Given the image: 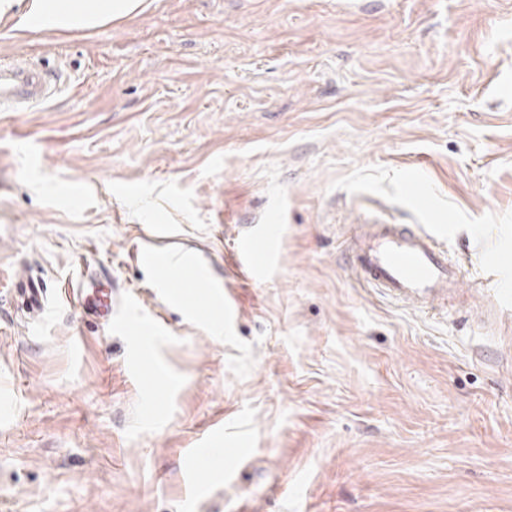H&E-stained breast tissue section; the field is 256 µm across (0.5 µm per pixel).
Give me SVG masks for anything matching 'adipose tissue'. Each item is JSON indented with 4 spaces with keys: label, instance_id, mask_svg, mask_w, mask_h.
I'll list each match as a JSON object with an SVG mask.
<instances>
[{
    "label": "adipose tissue",
    "instance_id": "ef3b65f1",
    "mask_svg": "<svg viewBox=\"0 0 512 512\" xmlns=\"http://www.w3.org/2000/svg\"><path fill=\"white\" fill-rule=\"evenodd\" d=\"M142 0H0V17L14 19L18 30L92 29L136 13Z\"/></svg>",
    "mask_w": 512,
    "mask_h": 512
}]
</instances>
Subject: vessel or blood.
Wrapping results in <instances>:
<instances>
[{
  "mask_svg": "<svg viewBox=\"0 0 512 512\" xmlns=\"http://www.w3.org/2000/svg\"><path fill=\"white\" fill-rule=\"evenodd\" d=\"M52 96V86L42 70L28 63L0 64V112H21ZM348 268L355 280L370 286L391 301L430 312L445 307L449 293L460 290L462 266L449 259L448 249L423 227L409 224H366L347 247ZM173 258L190 280L207 278L206 260L189 248ZM238 267L251 279L265 273L270 259L257 256L249 238L236 250ZM23 304L35 319L51 310L52 299L38 280L28 281Z\"/></svg>",
  "mask_w": 512,
  "mask_h": 512,
  "instance_id": "b4317fda",
  "label": "vessel or blood"
}]
</instances>
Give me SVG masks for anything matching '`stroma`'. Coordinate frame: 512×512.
Returning a JSON list of instances; mask_svg holds the SVG:
<instances>
[{"label":"stroma","mask_w":512,"mask_h":512,"mask_svg":"<svg viewBox=\"0 0 512 512\" xmlns=\"http://www.w3.org/2000/svg\"><path fill=\"white\" fill-rule=\"evenodd\" d=\"M12 59L60 89L0 112V512H512V300L427 314L342 257L359 225H437L497 298L512 0H145L92 30L0 19ZM248 233L275 251L258 282ZM147 239L206 255L236 317L176 302ZM91 278L110 316L75 308ZM251 238L243 237L238 243L236 250V261L238 267L251 279L259 280L265 273L269 263L272 261L271 254L259 257L250 246ZM22 303L36 320L43 319L51 312L52 299L46 288H42L38 280L32 279L22 291Z\"/></svg>","instance_id":"stroma-1"}]
</instances>
